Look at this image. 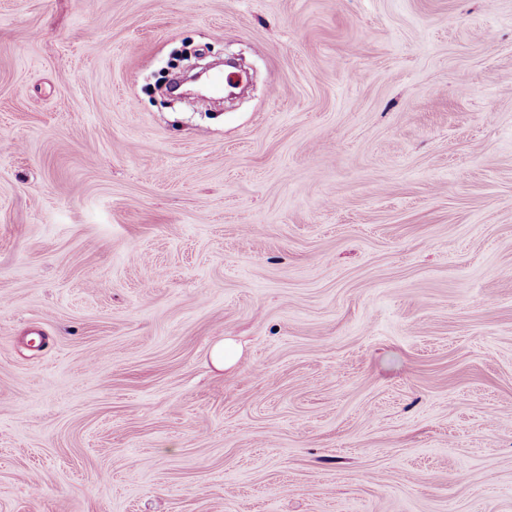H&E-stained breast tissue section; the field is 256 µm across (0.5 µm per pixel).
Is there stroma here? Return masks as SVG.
<instances>
[{"label": "stroma", "instance_id": "obj_1", "mask_svg": "<svg viewBox=\"0 0 512 512\" xmlns=\"http://www.w3.org/2000/svg\"><path fill=\"white\" fill-rule=\"evenodd\" d=\"M0 512H512V0H0Z\"/></svg>", "mask_w": 512, "mask_h": 512}]
</instances>
